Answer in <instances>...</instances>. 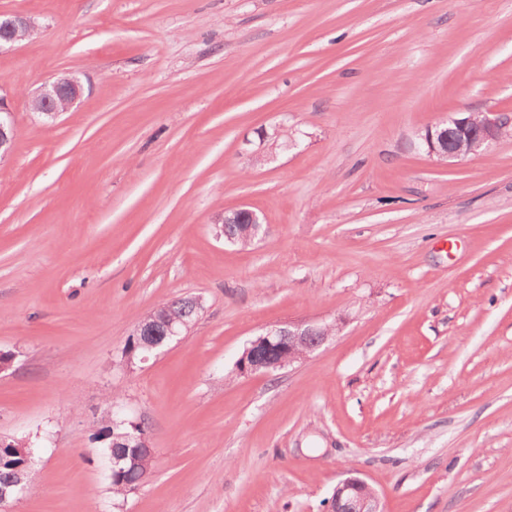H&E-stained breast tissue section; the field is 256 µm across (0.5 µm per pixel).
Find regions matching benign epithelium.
I'll list each match as a JSON object with an SVG mask.
<instances>
[{"mask_svg": "<svg viewBox=\"0 0 512 512\" xmlns=\"http://www.w3.org/2000/svg\"><path fill=\"white\" fill-rule=\"evenodd\" d=\"M35 26L30 19L15 15L0 17V48L28 39ZM82 86L70 74L55 76L29 100L33 112L53 117L68 111L80 98ZM509 121L489 117L484 112H460L442 120L425 130L421 136L427 152L444 154L448 159H463L479 146L489 149L502 137L511 134ZM14 140L13 110L7 99L0 95V160L7 156ZM233 217L250 225L254 236L263 232V224L257 214L247 208H238ZM329 324L276 325L251 340L239 358L242 374H267L282 370L305 360L311 353L331 339L327 334ZM27 474H17L15 482L0 488V503L8 498H17L26 490ZM329 512H383L376 491L363 479L348 476L341 480L333 491Z\"/></svg>", "mask_w": 512, "mask_h": 512, "instance_id": "7a95c632", "label": "benign epithelium"}]
</instances>
